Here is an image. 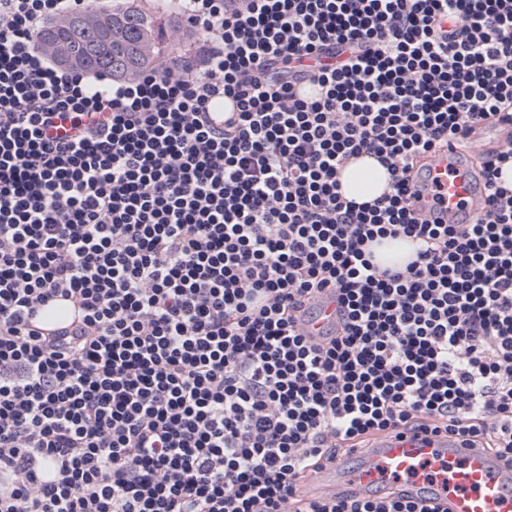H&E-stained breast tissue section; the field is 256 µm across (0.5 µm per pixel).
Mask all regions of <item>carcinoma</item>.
<instances>
[{"instance_id":"obj_1","label":"carcinoma","mask_w":512,"mask_h":512,"mask_svg":"<svg viewBox=\"0 0 512 512\" xmlns=\"http://www.w3.org/2000/svg\"><path fill=\"white\" fill-rule=\"evenodd\" d=\"M158 14L135 0H118L110 12L86 11L42 25L37 45L64 68L131 78L166 58Z\"/></svg>"}]
</instances>
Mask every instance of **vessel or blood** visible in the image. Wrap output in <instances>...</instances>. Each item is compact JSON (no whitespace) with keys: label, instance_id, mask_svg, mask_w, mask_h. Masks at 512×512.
Returning <instances> with one entry per match:
<instances>
[{"label":"vessel or blood","instance_id":"b4317fda","mask_svg":"<svg viewBox=\"0 0 512 512\" xmlns=\"http://www.w3.org/2000/svg\"><path fill=\"white\" fill-rule=\"evenodd\" d=\"M419 179V209L451 224H470L484 212L483 192L470 158L442 149L428 155ZM336 304L323 300L305 330L318 336L336 325ZM448 512H512V467L460 438L439 433L387 434L373 447L338 458L320 484L302 483L303 497L319 490L347 489L372 496L386 488Z\"/></svg>","mask_w":512,"mask_h":512}]
</instances>
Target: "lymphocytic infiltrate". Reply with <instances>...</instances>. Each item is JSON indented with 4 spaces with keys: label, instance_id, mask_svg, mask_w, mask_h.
<instances>
[{
    "label": "lymphocytic infiltrate",
    "instance_id": "1",
    "mask_svg": "<svg viewBox=\"0 0 512 512\" xmlns=\"http://www.w3.org/2000/svg\"><path fill=\"white\" fill-rule=\"evenodd\" d=\"M113 0H0V512H439L390 489L297 504L383 433L512 465V141L483 216L412 170L512 124V0H178L195 58L59 68L41 24ZM375 157L389 193L346 200ZM405 240L402 266L371 244ZM334 299V334L301 322ZM76 326L31 319L54 300ZM341 191L357 203L372 201L388 189L386 170L373 158L355 160L340 173Z\"/></svg>",
    "mask_w": 512,
    "mask_h": 512
}]
</instances>
